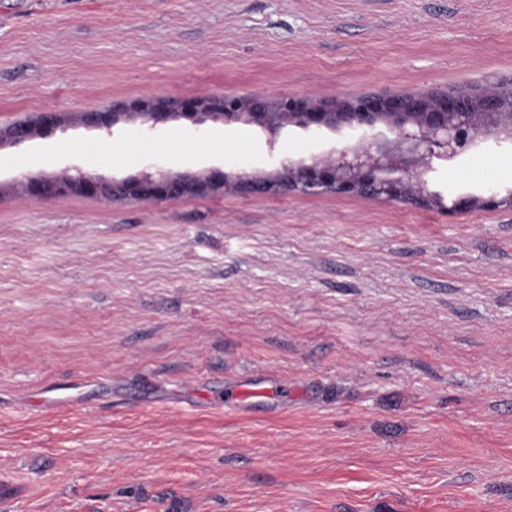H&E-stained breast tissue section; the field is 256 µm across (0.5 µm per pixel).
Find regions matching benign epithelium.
<instances>
[{
  "mask_svg": "<svg viewBox=\"0 0 512 512\" xmlns=\"http://www.w3.org/2000/svg\"><path fill=\"white\" fill-rule=\"evenodd\" d=\"M140 118L149 128L184 117L195 125L208 120L246 121L260 127L269 147H274L282 125L341 127L361 130L355 143L308 159L283 158L263 176L230 179L222 170L205 174L172 173L157 166L136 178L106 179L83 173L65 174L47 182L37 174L22 181L33 196L79 191L108 201L155 202L184 194L235 191L260 193H318L363 195L415 205L438 202L429 193L423 176L438 161L450 163L480 144H512V89L487 88L452 94L404 92L388 96L341 98L330 102L309 96H247L211 94L191 100L139 99L110 112H85L83 122L110 131L120 118ZM59 122L54 112H40L30 119L0 130V140L22 143ZM379 123L388 133L373 134ZM499 204L495 197H467L454 202L460 210Z\"/></svg>",
  "mask_w": 512,
  "mask_h": 512,
  "instance_id": "1",
  "label": "benign epithelium"
}]
</instances>
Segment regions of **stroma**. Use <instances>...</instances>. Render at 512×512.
<instances>
[{
  "mask_svg": "<svg viewBox=\"0 0 512 512\" xmlns=\"http://www.w3.org/2000/svg\"><path fill=\"white\" fill-rule=\"evenodd\" d=\"M490 87L512 0H0V128L61 119L0 142V512H512L511 145L438 164L435 207L20 183L234 179L355 138L82 123L137 98ZM59 122L54 112H40L30 119L15 123L4 130H0V140L6 139L14 143H22L30 139L36 132L49 131Z\"/></svg>",
  "mask_w": 512,
  "mask_h": 512,
  "instance_id": "35a3bbf8",
  "label": "stroma"
}]
</instances>
